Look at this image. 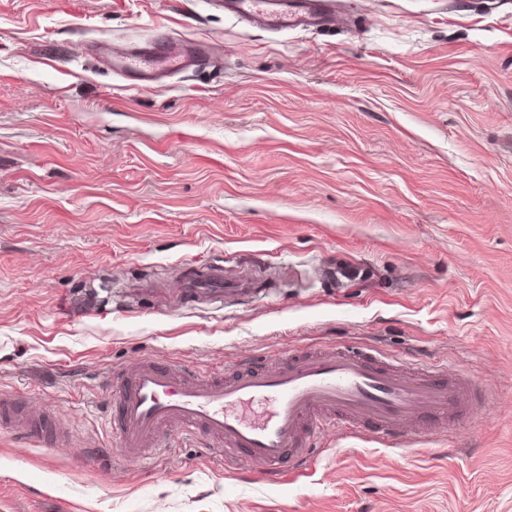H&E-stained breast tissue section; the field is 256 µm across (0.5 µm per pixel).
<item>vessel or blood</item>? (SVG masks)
Segmentation results:
<instances>
[{
	"mask_svg": "<svg viewBox=\"0 0 512 512\" xmlns=\"http://www.w3.org/2000/svg\"><path fill=\"white\" fill-rule=\"evenodd\" d=\"M246 22L272 29L331 27L336 0H215ZM207 55L201 42L169 38L131 46L113 55L114 70L136 85L160 83L196 66ZM112 439L126 453L145 458L161 450L162 432L223 443L243 453L266 479L279 480L289 463L304 464L309 431L330 425L361 428L401 445L408 426L431 435L441 417L471 399L466 380L444 371L418 372L381 358L377 350L336 346L292 354L276 365L260 364L227 377L177 371L152 359L111 379ZM0 423L25 439L66 435L17 397H0Z\"/></svg>",
	"mask_w": 512,
	"mask_h": 512,
	"instance_id": "vessel-or-blood-1",
	"label": "vessel or blood"
}]
</instances>
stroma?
I'll return each instance as SVG.
<instances>
[{
  "label": "stroma",
  "mask_w": 512,
  "mask_h": 512,
  "mask_svg": "<svg viewBox=\"0 0 512 512\" xmlns=\"http://www.w3.org/2000/svg\"><path fill=\"white\" fill-rule=\"evenodd\" d=\"M206 62L129 87L95 43ZM220 267L224 295H186ZM340 344L472 377L404 446L328 427L286 480L177 429L106 456L113 371ZM0 512H512V0H340L269 30L211 0H0ZM98 453L101 464H83ZM0 422L10 428L12 433L25 439L40 440L49 436L56 446L68 441L67 435L54 428L48 418L30 413L18 397L1 395Z\"/></svg>",
  "instance_id": "35a3bbf8"
}]
</instances>
